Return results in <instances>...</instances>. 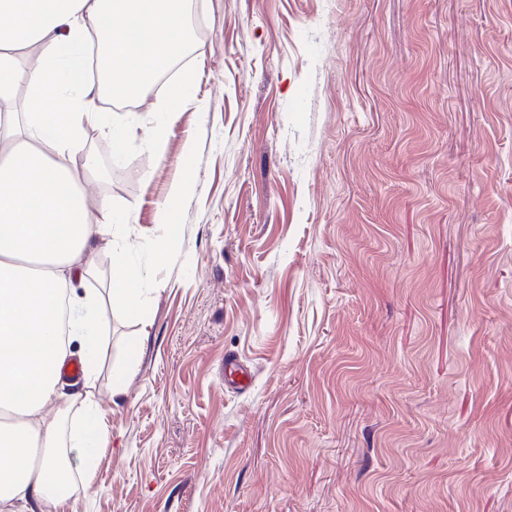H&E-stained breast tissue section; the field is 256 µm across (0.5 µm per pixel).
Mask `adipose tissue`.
<instances>
[{
  "label": "adipose tissue",
  "instance_id": "adipose-tissue-1",
  "mask_svg": "<svg viewBox=\"0 0 512 512\" xmlns=\"http://www.w3.org/2000/svg\"><path fill=\"white\" fill-rule=\"evenodd\" d=\"M184 0H0V99L18 84L28 88L22 138L0 152V512H45L69 496L57 471L63 448L81 459L80 478L91 489L95 461L109 440L94 393L97 359L105 350L106 303L124 297L138 272L116 257L108 296L71 302L73 275L93 274L95 249L111 248L119 226L108 201L90 222L87 188L74 168L83 125L108 128L115 145L126 130L103 112L87 109L95 85L87 76L93 34L106 35L104 57L112 92L142 88L182 51ZM40 53L22 69L17 55ZM56 111L45 117V98ZM79 345L87 363L81 383L63 393L59 367ZM81 425L64 433L73 408Z\"/></svg>",
  "mask_w": 512,
  "mask_h": 512
}]
</instances>
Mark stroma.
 <instances>
[{"label": "stroma", "instance_id": "stroma-1", "mask_svg": "<svg viewBox=\"0 0 512 512\" xmlns=\"http://www.w3.org/2000/svg\"><path fill=\"white\" fill-rule=\"evenodd\" d=\"M188 2L122 150L84 126L89 215L144 276L56 512H512V0Z\"/></svg>", "mask_w": 512, "mask_h": 512}]
</instances>
